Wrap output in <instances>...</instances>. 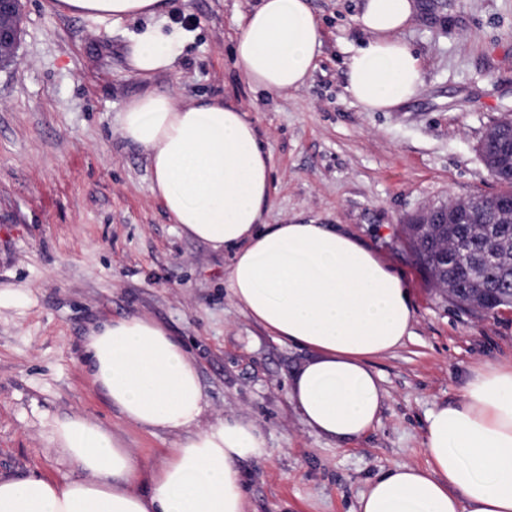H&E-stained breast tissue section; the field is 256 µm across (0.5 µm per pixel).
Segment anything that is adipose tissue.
Returning a JSON list of instances; mask_svg holds the SVG:
<instances>
[{"label":"adipose tissue","instance_id":"1","mask_svg":"<svg viewBox=\"0 0 512 512\" xmlns=\"http://www.w3.org/2000/svg\"><path fill=\"white\" fill-rule=\"evenodd\" d=\"M62 12L106 26L146 18L126 48L149 79L173 71L187 33L164 27L162 0H59ZM413 0H363L355 20L367 38L346 61L347 89L367 112H390L423 85V63L398 37ZM308 0H261L244 15L236 65L255 87L279 93L305 85L321 53ZM146 156L153 189L172 223L212 249H230L225 284L236 306L280 343L313 351L288 399L332 441L374 428L383 406L374 359L410 336L413 307L399 275L339 224H269L270 152L256 123L224 100L178 101L148 91L116 118ZM94 384L125 420L181 433L142 492L140 466L104 425L76 415L58 421L52 443L76 473L0 474V512H248L238 462L265 448L251 421L227 417L200 428L199 368L178 337L130 316L94 325L84 345ZM427 461L378 476L355 512H512V365L471 370L459 402L431 410Z\"/></svg>","mask_w":512,"mask_h":512}]
</instances>
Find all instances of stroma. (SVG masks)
Returning a JSON list of instances; mask_svg holds the SVG:
<instances>
[{
  "instance_id": "obj_1",
  "label": "stroma",
  "mask_w": 512,
  "mask_h": 512,
  "mask_svg": "<svg viewBox=\"0 0 512 512\" xmlns=\"http://www.w3.org/2000/svg\"><path fill=\"white\" fill-rule=\"evenodd\" d=\"M23 0L21 39L0 68V474L71 473L50 441L55 421L104 424L147 473L178 437L126 422L84 368L96 322L139 314L169 329L197 360L208 418L240 416L266 451L238 467L248 512H354L380 474L422 466L426 416L460 399L468 371L512 364V312L458 308L432 287L400 236L404 220L476 193L498 192L477 145L512 115V0H416L400 38L424 83L392 112H366L346 89L345 62L366 35L360 0H309L322 34L306 84L275 94L250 84L233 56L240 18L258 0H166L188 31L173 71L144 79L128 36ZM148 90L218 97L255 120L271 153V224H343L403 277L412 334L374 360L384 406L360 438L315 435L288 400L311 359L276 341L224 286L231 251L179 233L153 193L143 153L115 123Z\"/></svg>"
}]
</instances>
